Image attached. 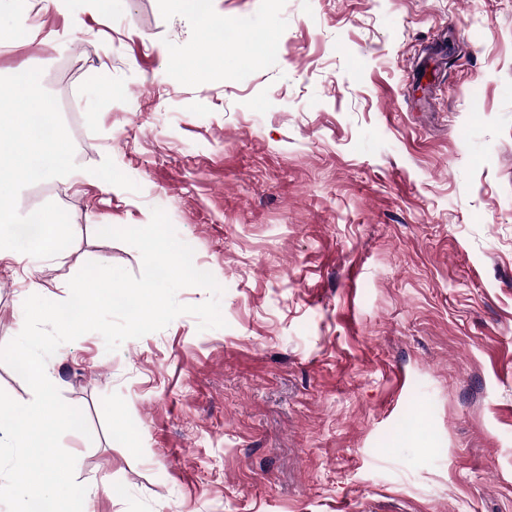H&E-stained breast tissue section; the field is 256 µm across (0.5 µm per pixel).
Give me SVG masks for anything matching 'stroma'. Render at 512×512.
Returning a JSON list of instances; mask_svg holds the SVG:
<instances>
[{
	"instance_id": "stroma-1",
	"label": "stroma",
	"mask_w": 512,
	"mask_h": 512,
	"mask_svg": "<svg viewBox=\"0 0 512 512\" xmlns=\"http://www.w3.org/2000/svg\"><path fill=\"white\" fill-rule=\"evenodd\" d=\"M30 8L0 76L77 97L79 169L20 203L75 239L0 260V346L86 262L140 274L97 231L155 207L227 322L50 358L91 430L62 438L89 512H512V0ZM224 23L268 50H216ZM108 157L138 191L84 176Z\"/></svg>"
}]
</instances>
